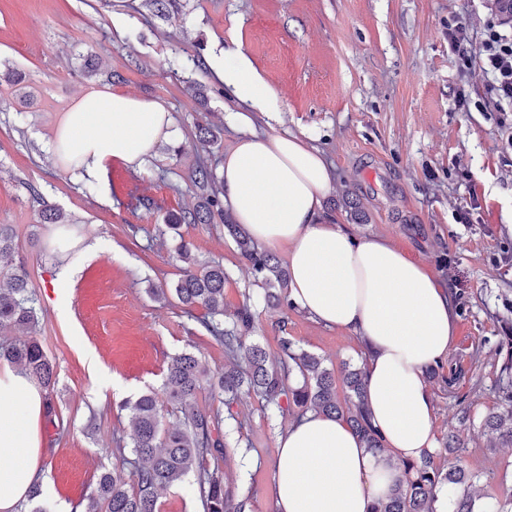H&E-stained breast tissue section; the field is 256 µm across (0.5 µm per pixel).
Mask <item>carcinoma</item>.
Listing matches in <instances>:
<instances>
[{
    "label": "carcinoma",
    "mask_w": 512,
    "mask_h": 512,
    "mask_svg": "<svg viewBox=\"0 0 512 512\" xmlns=\"http://www.w3.org/2000/svg\"><path fill=\"white\" fill-rule=\"evenodd\" d=\"M141 7L168 20L177 10L176 0H143ZM193 185L202 197L199 205L181 211L172 230L181 224H210L218 218L248 262L261 292L245 295L243 303L231 313L224 311V283L229 279L224 265L197 264L191 243L182 239L176 254L184 264L174 287L153 288L156 297L174 294L190 311L206 310L203 326L216 342L224 346L231 364L221 372L211 371L196 355L183 352L169 363L162 383L163 398L149 390L124 407L132 413L131 448L133 487L126 488L118 471L100 474L95 490L88 496L85 512H158V490L173 486L191 472L196 473L192 492L199 495L206 512H252L251 497L226 485L220 462L239 452L242 428L232 405L243 394L257 400L263 417L269 421L299 418L308 411L344 419L372 452L383 450V442L369 420L365 406L363 367L346 364L341 379L323 360L304 350L297 351L288 337L280 342L278 357L272 358L265 347L248 341L258 318V305L283 312L293 308L288 295L289 273L271 252L260 248L247 229L224 214L220 177L207 159L198 160ZM15 232L11 225L0 224V259L15 250ZM0 277V331L31 330L39 323V301L29 287V275L23 264L5 267ZM500 346L508 348L497 374L495 388L505 402V410L489 414L484 427L492 434L489 447L498 442L512 443V336H504ZM0 362L7 363L48 388L54 377V365L35 338L0 342ZM224 399L227 415L216 409L201 411L196 395L202 387ZM176 412V422L165 424L163 408ZM460 452L454 438L443 448L419 460L402 464L405 481L400 483L375 512H434L437 487L463 488L456 512H475L469 493L474 476L463 467H446L441 460Z\"/></svg>",
    "instance_id": "cac0c4a2"
}]
</instances>
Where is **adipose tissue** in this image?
I'll use <instances>...</instances> for the list:
<instances>
[{"mask_svg":"<svg viewBox=\"0 0 512 512\" xmlns=\"http://www.w3.org/2000/svg\"><path fill=\"white\" fill-rule=\"evenodd\" d=\"M242 103L237 125L270 109L273 89L240 58L221 74ZM159 101L93 89L66 110L50 141L76 158L74 174L98 179L121 160L142 168L171 135ZM224 204L259 244L287 253L289 297L310 318L353 331L361 344L367 411L385 449L364 448L342 420L315 411L281 437L272 497L275 512H373L403 480L402 464L436 450V400L427 378L458 330L448 287L405 249L361 236L323 214L331 169L319 150L288 134L240 139L219 167ZM43 395L22 372L0 367V512H15L46 484L40 421Z\"/></svg>","mask_w":512,"mask_h":512,"instance_id":"adipose-tissue-1","label":"adipose tissue"}]
</instances>
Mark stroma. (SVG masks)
<instances>
[{
	"instance_id": "1",
	"label": "stroma",
	"mask_w": 512,
	"mask_h": 512,
	"mask_svg": "<svg viewBox=\"0 0 512 512\" xmlns=\"http://www.w3.org/2000/svg\"><path fill=\"white\" fill-rule=\"evenodd\" d=\"M141 0H0V224L16 232L14 261L23 263L40 300L35 337L54 364L52 413L43 415L48 485L39 501L50 512L84 504L98 476L133 467L114 456L129 447L131 421L122 400L160 388L171 357L194 352L211 370L224 368L223 346L202 328L203 308L185 313L171 287L182 273L175 246L190 240L199 263H223L226 310L253 285L251 270L221 222L167 227L194 207L191 176L198 158L223 160L242 136L241 104L214 65L234 67L241 49L276 92L261 132H290L332 164L323 200L336 223L364 236L388 238L450 284L458 334L444 361L448 384L434 386L437 442L456 434L466 468L476 474L480 512L512 497V445L489 448L484 418L502 410L494 389L500 337L512 336V147L480 71H461L448 47V26L480 36L485 0H179V20L141 12ZM100 68L87 76L82 56ZM202 54L205 69L190 55ZM113 77H106V70ZM118 93L165 103L175 134L138 170L81 181L46 150L64 112L83 91ZM472 104L459 109L458 90ZM223 127L202 146L197 127ZM480 207L470 223L456 219L470 194ZM66 224L40 220L44 205ZM93 243L97 252L83 260ZM79 270L60 280L66 264ZM263 310L255 341L277 354L280 336L325 366L360 363L348 330L303 312ZM96 365H89V358ZM244 420L247 456L223 465L226 484L250 491L253 512H274L273 467L287 422L268 425L256 400L234 404Z\"/></svg>"
}]
</instances>
